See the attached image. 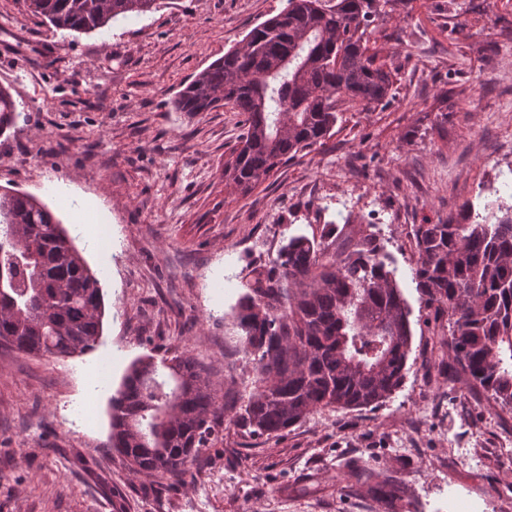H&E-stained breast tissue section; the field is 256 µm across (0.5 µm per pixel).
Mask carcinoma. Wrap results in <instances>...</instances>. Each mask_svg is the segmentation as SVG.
Instances as JSON below:
<instances>
[{
  "label": "carcinoma",
  "instance_id": "carcinoma-1",
  "mask_svg": "<svg viewBox=\"0 0 512 512\" xmlns=\"http://www.w3.org/2000/svg\"><path fill=\"white\" fill-rule=\"evenodd\" d=\"M242 45L197 73L172 101L195 115L229 106L247 115L224 178L251 192L279 165L320 143L336 104L382 102L391 72L369 53L366 28L390 0H287ZM58 31L89 32L158 0H29ZM20 113L0 87V134ZM412 282L448 316V370L512 408V204L487 214L464 206L414 225ZM331 243L292 235L254 269L235 306L239 346L227 368L249 367V395H219L188 352L133 362L111 400V443L135 473L182 480L232 425L278 437L318 409L375 405L400 387L412 346L406 300L374 233L329 253ZM102 325L99 281L45 204L0 193V341L34 355L94 347Z\"/></svg>",
  "mask_w": 512,
  "mask_h": 512
}]
</instances>
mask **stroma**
Listing matches in <instances>:
<instances>
[{
  "label": "stroma",
  "mask_w": 512,
  "mask_h": 512,
  "mask_svg": "<svg viewBox=\"0 0 512 512\" xmlns=\"http://www.w3.org/2000/svg\"><path fill=\"white\" fill-rule=\"evenodd\" d=\"M287 0H161L154 12L61 33L27 0H0V87L20 117L0 135V191L53 209L95 272L103 330L91 351L38 357L0 344V512H512V410L462 381L448 322L412 281L413 227L483 208L512 169V0H391L366 37L393 71L390 95L338 105L323 143L252 192L227 187L244 132L223 107L190 117L172 101ZM94 203L100 242L78 214ZM337 248L366 228L410 312L402 385L378 405L321 409L288 433L236 429L185 483L133 474L110 443L109 401L130 364L188 350L217 389L233 311L254 267L289 236ZM392 480L388 506L372 485Z\"/></svg>",
  "instance_id": "1"
}]
</instances>
